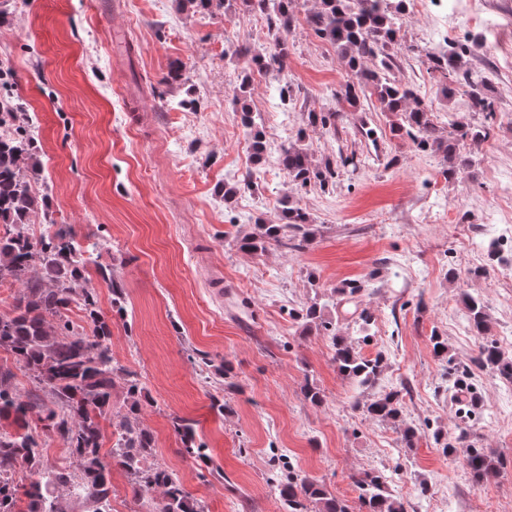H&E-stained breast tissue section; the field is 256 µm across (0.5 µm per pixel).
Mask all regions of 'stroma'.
<instances>
[{
    "instance_id": "35a3bbf8",
    "label": "stroma",
    "mask_w": 512,
    "mask_h": 512,
    "mask_svg": "<svg viewBox=\"0 0 512 512\" xmlns=\"http://www.w3.org/2000/svg\"><path fill=\"white\" fill-rule=\"evenodd\" d=\"M313 5L294 0L288 106L275 83L252 76L248 103L266 143L258 161L234 101L243 64L224 51L269 45L264 19L235 5L187 13L177 0H5L0 64L37 118L52 217L110 241L98 262L122 288V310H113L105 283L97 292L112 319V355L144 387L138 420L155 436L157 463L208 512H283L265 482L275 449L350 512H359L350 475L362 470L384 473L407 512H512V383L473 368L481 339L461 303L465 291L484 298L489 337L512 355V244L482 221L497 201L493 170L512 165V64L480 50V31L458 34L470 46L472 78L489 81L496 100L486 120L460 95L443 94L427 19L399 18L390 77L413 86L440 134L460 117L491 125L489 138L470 147L475 175L448 179L441 155L391 133L388 113L337 103L347 71L336 48L309 30ZM175 61L183 68L172 80ZM329 110L340 113L335 129L308 126V113ZM301 129L315 160L353 156L335 185L302 188L280 170L282 147ZM246 178L250 188L225 202V182ZM287 197L309 216L310 244L240 251L237 238L257 219L276 220ZM478 267L489 276L466 277ZM350 279L365 288L346 303L336 288ZM313 301L363 355L383 353L378 387L401 391L398 423L355 411L362 388L337 372L329 337L304 332L296 318ZM360 310L369 322L358 320ZM434 332L447 341V358L433 355ZM204 356L232 364L231 386L202 382ZM466 366L469 391L459 399L447 389L448 371ZM308 380L323 405L304 399ZM178 418L193 421L209 462L185 452ZM405 426L417 431L411 450L400 441ZM438 432L451 442L463 432L467 444L493 450L496 471L474 482L462 455L435 442ZM423 481L430 493L421 501Z\"/></svg>"
}]
</instances>
